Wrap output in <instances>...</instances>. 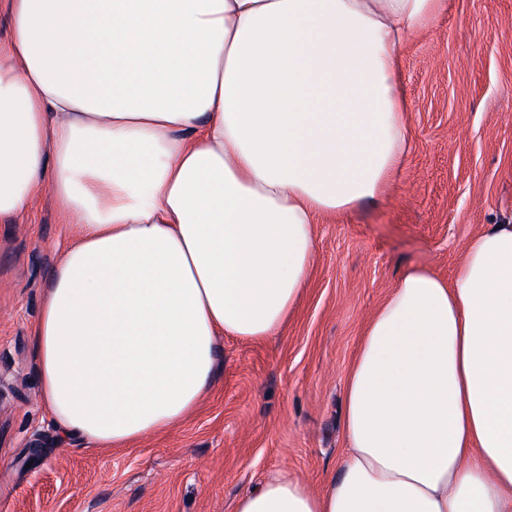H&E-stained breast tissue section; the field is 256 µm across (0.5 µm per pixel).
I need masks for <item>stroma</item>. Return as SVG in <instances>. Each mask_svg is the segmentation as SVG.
Listing matches in <instances>:
<instances>
[{"instance_id": "obj_1", "label": "stroma", "mask_w": 512, "mask_h": 512, "mask_svg": "<svg viewBox=\"0 0 512 512\" xmlns=\"http://www.w3.org/2000/svg\"><path fill=\"white\" fill-rule=\"evenodd\" d=\"M399 78L408 150L386 198L322 218L285 330L219 337L210 392L130 447L62 438L39 400L30 326L67 244L52 198L0 223V512H234L273 471L317 489L339 470L368 320L408 268L453 280L472 239L512 222V0H445L402 46Z\"/></svg>"}]
</instances>
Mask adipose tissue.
I'll return each mask as SVG.
<instances>
[{
	"mask_svg": "<svg viewBox=\"0 0 512 512\" xmlns=\"http://www.w3.org/2000/svg\"><path fill=\"white\" fill-rule=\"evenodd\" d=\"M444 0H0V223L70 241L31 327L58 431L125 448L210 391L215 340L300 302L314 226L384 194L399 51ZM347 447L235 512H512V224L407 269L345 376Z\"/></svg>",
	"mask_w": 512,
	"mask_h": 512,
	"instance_id": "adipose-tissue-1",
	"label": "adipose tissue"
}]
</instances>
